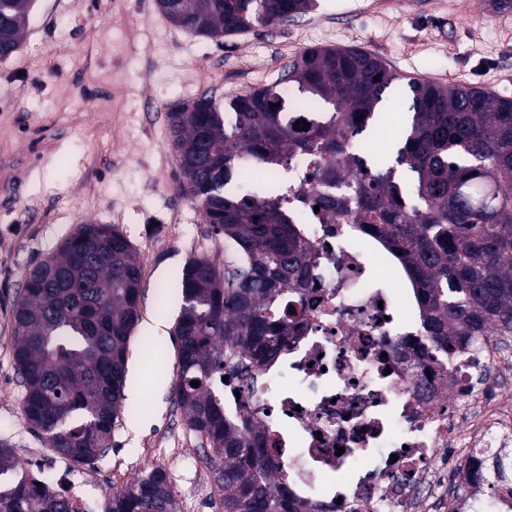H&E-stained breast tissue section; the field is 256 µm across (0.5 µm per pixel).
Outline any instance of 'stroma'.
Returning <instances> with one entry per match:
<instances>
[{"instance_id": "1", "label": "stroma", "mask_w": 512, "mask_h": 512, "mask_svg": "<svg viewBox=\"0 0 512 512\" xmlns=\"http://www.w3.org/2000/svg\"><path fill=\"white\" fill-rule=\"evenodd\" d=\"M328 46L512 98V9L488 0H317L311 13L220 43L175 28L155 0H33L24 44L0 61V440L18 461L47 447L23 412L11 311L29 269L90 220L118 225L142 263L127 377L142 395L124 400L105 458L69 470L123 488L159 466L179 500L208 472L174 396L172 283L191 257L223 264L224 240L182 186L166 114L205 91L221 102L270 83Z\"/></svg>"}]
</instances>
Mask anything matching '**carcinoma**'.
I'll list each match as a JSON object with an SVG mask.
<instances>
[{
  "label": "carcinoma",
  "instance_id": "obj_1",
  "mask_svg": "<svg viewBox=\"0 0 512 512\" xmlns=\"http://www.w3.org/2000/svg\"><path fill=\"white\" fill-rule=\"evenodd\" d=\"M31 0H0V58L28 28ZM315 0H156L174 27L221 41L306 14ZM406 81L400 142L371 146L387 90ZM309 113L308 124L296 113ZM184 186L212 232L224 265L191 258L177 279L179 377L186 425L208 447L223 491L220 512H304L272 491L276 471L247 414L224 408V385L252 379L275 357L294 308L284 291L307 286L311 251L297 225L359 224L383 239L420 297L431 347L462 354L474 339L512 345V99L466 84L404 78L356 47H318L285 63L272 82L225 105L204 92L168 112ZM295 182L232 185L255 167ZM319 211H314V207ZM142 277L127 236L86 221L32 268L13 311V359L24 413L54 452L92 466L111 447L122 409L127 344L138 320ZM228 380H223V377ZM199 382L194 387L191 382ZM490 486L512 481L509 449L477 448ZM0 512H69L0 441ZM105 512H177L164 469L154 467Z\"/></svg>",
  "mask_w": 512,
  "mask_h": 512
}]
</instances>
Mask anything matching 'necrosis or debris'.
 <instances>
[{
  "label": "necrosis or debris",
  "instance_id": "necrosis-or-debris-1",
  "mask_svg": "<svg viewBox=\"0 0 512 512\" xmlns=\"http://www.w3.org/2000/svg\"><path fill=\"white\" fill-rule=\"evenodd\" d=\"M315 257L305 299L254 385L225 387L275 460L276 488L309 512H470L475 448L512 447V357L485 345L450 366L430 353L403 270L355 224L300 227ZM389 271L399 291L375 287ZM70 512H104L97 485L58 471Z\"/></svg>",
  "mask_w": 512,
  "mask_h": 512
}]
</instances>
